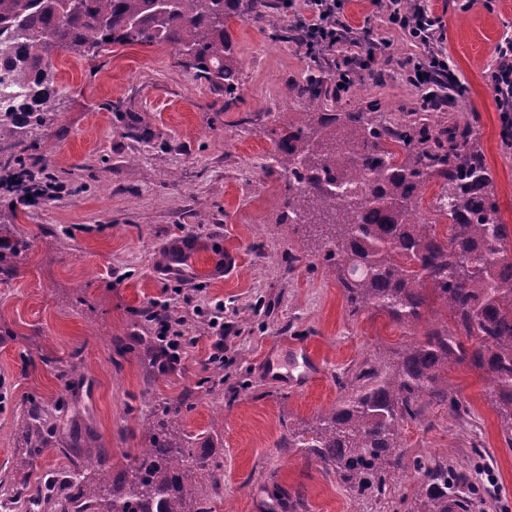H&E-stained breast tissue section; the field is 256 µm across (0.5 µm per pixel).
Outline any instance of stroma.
Returning a JSON list of instances; mask_svg holds the SVG:
<instances>
[{
  "label": "stroma",
  "instance_id": "1",
  "mask_svg": "<svg viewBox=\"0 0 512 512\" xmlns=\"http://www.w3.org/2000/svg\"><path fill=\"white\" fill-rule=\"evenodd\" d=\"M438 18L449 67L469 89L459 122L479 132L494 191L512 225V143L487 74L496 46L512 38V0H422ZM305 0L268 10L263 21L229 25L242 65V99L224 98L196 80L168 45H112L81 58L54 54L55 107L41 136L45 149L24 154L26 168L51 184L49 198L22 203V189L0 170V214L14 215L12 240L0 247L14 275L0 281V476L24 452L19 416L32 399L65 395L69 412L28 475L40 487L87 458L108 457L113 472L149 443V420L186 406L183 430L199 455L219 466L212 512H402L420 482L415 471L378 499L346 490L336 475L284 447L289 426L307 425L334 406L367 364L419 340L385 315H350L336 273L319 258L295 259L298 239L281 220L284 179L257 164L272 152V130L286 127L295 100L283 82L311 66L305 47L274 42L270 29L308 16ZM343 21L370 29L389 53L423 48L392 27L375 0H343ZM364 99L398 119L419 96L398 73L365 77ZM135 112L128 130L114 103ZM189 240L180 274L169 273L172 247ZM238 263L225 272L226 254ZM224 306L216 335L207 310ZM175 312L187 343L182 360L163 364L152 313ZM223 361H214L216 343ZM316 359L303 388L300 346ZM74 368L71 381L60 370ZM448 379L460 410L430 403L406 422L407 457L446 461L492 496L476 512H512V446L502 435L493 396L468 367Z\"/></svg>",
  "mask_w": 512,
  "mask_h": 512
}]
</instances>
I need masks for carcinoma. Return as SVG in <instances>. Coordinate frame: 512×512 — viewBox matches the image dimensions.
<instances>
[{"mask_svg":"<svg viewBox=\"0 0 512 512\" xmlns=\"http://www.w3.org/2000/svg\"><path fill=\"white\" fill-rule=\"evenodd\" d=\"M280 7L286 0H0V35L15 39L0 54V83L11 77L29 87L0 110V167L13 170L19 186L32 181L22 153L54 109L55 51L83 57L116 43L169 44L197 80L224 95L228 110L241 98L242 80L227 21ZM322 73L294 84L312 107L294 113L274 139L285 176L282 220L309 211L305 228L336 271L350 315L382 312L409 330L427 317L433 322L418 344L360 371L337 405L302 428L288 427V447L349 490L377 498L412 467L423 480L407 512H472L479 488L446 462L407 460L402 430L431 401L460 408L445 372L465 365L493 390L512 446V229L471 125L438 128L423 102L402 121L373 101L364 111L333 112ZM433 180L434 218L423 223L420 197ZM67 408L63 397L50 407L36 400L23 427L51 436ZM181 419L180 408L165 410L148 447L119 474L99 457L35 493L27 479L14 482L6 500L25 512L33 505L40 512L48 500L55 512H211L203 489L216 488L213 474L178 431Z\"/></svg>","mask_w":512,"mask_h":512,"instance_id":"1","label":"carcinoma"}]
</instances>
